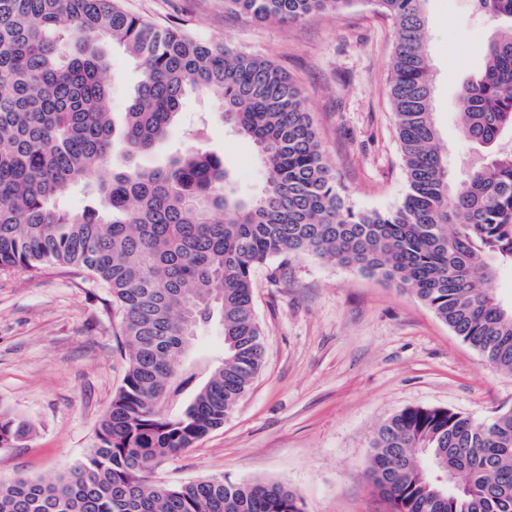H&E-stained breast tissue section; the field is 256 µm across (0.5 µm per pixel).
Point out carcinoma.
Here are the masks:
<instances>
[{"mask_svg": "<svg viewBox=\"0 0 512 512\" xmlns=\"http://www.w3.org/2000/svg\"><path fill=\"white\" fill-rule=\"evenodd\" d=\"M354 2L224 0L283 23ZM369 2L398 27L390 98L408 191L384 212L346 204L299 88L274 62L159 25L123 0H0V271H88L112 292L129 356L85 461L55 483L0 481V512H303L280 485L145 477L223 426L249 389L263 359L254 273L275 259L314 255L380 275L512 372V302L492 288L512 270V0L474 3L511 26L460 91L461 133L486 158L458 184L431 112L423 0ZM114 46L140 70L118 122L105 78ZM190 91L213 98L222 121L258 147L259 195L241 197L209 152L138 163L168 139ZM81 182L92 204L61 208ZM214 320L213 355L196 339ZM31 431L0 410L1 449ZM372 448L368 481L391 512H512V409L483 422L403 409Z\"/></svg>", "mask_w": 512, "mask_h": 512, "instance_id": "obj_1", "label": "carcinoma"}]
</instances>
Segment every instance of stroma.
<instances>
[{
  "label": "stroma",
  "instance_id": "obj_1",
  "mask_svg": "<svg viewBox=\"0 0 512 512\" xmlns=\"http://www.w3.org/2000/svg\"><path fill=\"white\" fill-rule=\"evenodd\" d=\"M124 5L279 65L306 100L348 205L384 212L406 194L389 93L397 29L366 0L298 24H258L224 0ZM423 11L439 145L459 180L479 156L460 135L459 92L482 71L496 25L470 0H425ZM139 77L136 62L114 48L113 112H123ZM217 112L212 98L189 93L170 143L214 153L241 192L258 194L256 147ZM254 301L264 332L260 373L222 427L154 466L149 481H258L297 492L304 512H390L366 479L371 441L387 418L441 407L482 421L512 408V373L488 365L409 290L382 277L298 256L283 271L257 270ZM118 323L109 289L84 270L0 271V409L34 426L22 447L0 450V480L53 481L84 461L127 373Z\"/></svg>",
  "mask_w": 512,
  "mask_h": 512
}]
</instances>
